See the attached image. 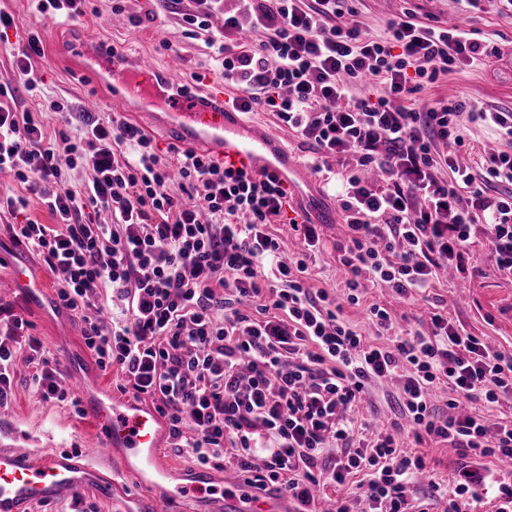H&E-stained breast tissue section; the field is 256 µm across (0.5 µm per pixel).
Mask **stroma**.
<instances>
[{"label": "stroma", "mask_w": 512, "mask_h": 512, "mask_svg": "<svg viewBox=\"0 0 512 512\" xmlns=\"http://www.w3.org/2000/svg\"><path fill=\"white\" fill-rule=\"evenodd\" d=\"M355 21L373 36H381L385 23L393 17L413 16L415 21L446 29L457 24L474 32V37L490 55L485 63L456 69L440 76L433 84L406 100V107L424 110L437 100H466L474 109L512 111V11L494 9L480 12L467 9L464 0H354ZM122 13L112 11V0H92L81 24L67 22L48 25L35 15L31 0H0V12L10 14L17 22L8 30V40L0 44V83L16 82L13 50L26 39L28 29H36L43 43L44 55L33 62L44 95L66 100L71 111L110 113L112 88L104 78L86 75L65 61L84 41L109 42L130 57L149 56L167 66L178 84L204 85L221 81L214 70L211 51L203 40L188 37L177 14L163 7L161 0H124ZM139 17L140 25H132L131 17ZM465 144L459 160L474 172H481L485 152L497 147L489 128L461 117ZM343 222L325 230L319 251L310 265L308 283L314 288L335 292L345 298V279L338 266V246L345 236ZM476 264L469 274L442 279L429 291L442 299L448 315L472 335L491 346L512 352V282L501 279L484 255L482 228L472 232ZM9 274L0 266V305L9 307L15 318L22 320L26 335L36 337L44 355L52 361L65 357L77 360L82 372L99 379L104 394L121 400L116 372L101 371L87 351L81 336V325L68 312L55 310L50 300L29 301L18 291L7 287ZM378 300L386 304L396 317L414 321L424 316L427 303L416 300L400 302L387 290L369 291L365 302L348 305L344 314L361 331H368L367 304ZM29 365H21L13 386V397L0 409V448H28L44 453L56 448L87 449L97 438L96 426L75 411L73 404L80 394L66 386V401L41 400L28 383Z\"/></svg>", "instance_id": "35a3bbf8"}]
</instances>
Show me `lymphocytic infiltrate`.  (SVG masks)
<instances>
[{"label": "lymphocytic infiltrate", "instance_id": "f902f5d3", "mask_svg": "<svg viewBox=\"0 0 512 512\" xmlns=\"http://www.w3.org/2000/svg\"><path fill=\"white\" fill-rule=\"evenodd\" d=\"M181 21L204 37L242 111L277 116L316 156L315 172L353 157L356 174L338 177L336 201L346 238L339 263L349 290L338 302L309 287V260L320 227L293 229L300 257L282 256L271 232L286 214L282 180L224 166L208 154L154 141L121 115L72 114L54 101L63 124L48 136L12 85L0 84V172L22 194L0 196L14 218L12 238L41 256L57 277L56 307L82 324L86 348L101 370H116L119 389L150 398L165 417L171 445L199 464L225 466L261 491H283L297 512H317L314 492L340 487L334 512H461L459 501L486 485L489 458L512 460V417L467 410L512 401V353L492 348L434 306L426 330L401 329L381 302L367 311L363 335L343 315L367 288L403 300L434 287L473 261L471 229L483 225L486 256L512 282V111L472 113L493 128L504 149L485 160L483 177L458 164L467 104L438 100L425 111L402 98L442 74L481 64L487 51L469 30L446 31L402 17L375 38L351 20L348 0H240L222 27L223 0H192ZM248 45L233 44L243 31ZM360 87L352 95V87ZM74 170L91 171L73 184ZM39 196L54 221L22 218L26 193ZM0 329V408L12 399L22 348L41 353L24 325ZM387 380L398 383L396 420L373 432L357 427L353 406ZM452 396L447 412L435 387ZM416 443H445L467 458L451 485L431 482L427 498L409 500L408 485L426 469Z\"/></svg>", "mask_w": 512, "mask_h": 512}]
</instances>
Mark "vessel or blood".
Listing matches in <instances>:
<instances>
[{"instance_id": "1", "label": "vessel or blood", "mask_w": 512, "mask_h": 512, "mask_svg": "<svg viewBox=\"0 0 512 512\" xmlns=\"http://www.w3.org/2000/svg\"><path fill=\"white\" fill-rule=\"evenodd\" d=\"M81 54L95 73L111 78L113 100L159 98L164 111H145L155 128L177 130L190 142L206 146L224 164L254 172H267L295 183L302 172L270 130L244 122L224 105L214 90L159 85L161 69L153 61H123L121 50L107 45L82 46ZM11 285L28 297L45 293L41 279L21 261L9 264ZM64 370L83 395V411L99 428L91 452L56 450L38 454L23 448H0V512H32L34 506L68 500L88 486L108 498L115 497L116 475L132 477L144 490L135 507L123 512H166L170 503L185 501L199 512H293L287 493H259L237 476L216 475L204 468L191 469L185 482L168 485L171 460L162 451L165 425L151 407L136 402L98 397L94 380L75 372V362L64 359Z\"/></svg>"}]
</instances>
